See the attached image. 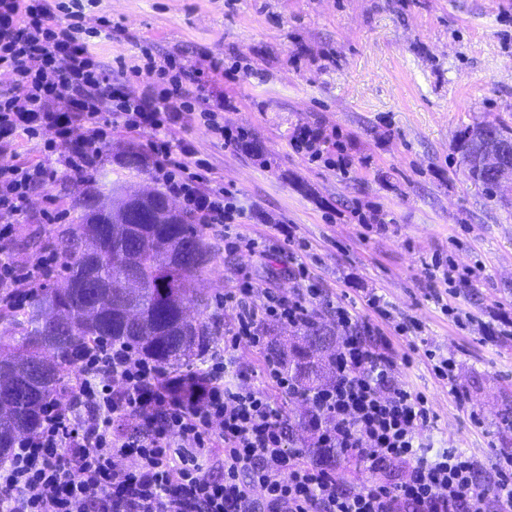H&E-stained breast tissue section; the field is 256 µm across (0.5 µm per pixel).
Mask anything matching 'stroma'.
<instances>
[{"mask_svg":"<svg viewBox=\"0 0 512 512\" xmlns=\"http://www.w3.org/2000/svg\"><path fill=\"white\" fill-rule=\"evenodd\" d=\"M104 19L113 28L91 49L111 80L134 93L146 79L129 67L145 50L190 69L210 57L250 65L237 82L197 90L202 100L221 94L234 102L224 125L245 133L241 146L225 145L194 115L171 133L199 160L201 187L220 182L235 193L245 209L240 232L265 244L262 257L232 253L222 227L201 228L211 260L200 286L221 329L216 351L235 322L224 296L241 280L253 284L257 305L266 292L294 290L290 247L275 231L294 225L307 245L301 259L321 291L317 320L330 322L332 301L373 323L365 297L374 291L385 298L393 349L413 357L401 378L435 414L420 435L423 454L463 451L478 464L477 512H505L493 489L512 462V339L460 327L441 307L489 324L499 311L512 313V180L486 193L453 148L465 128L512 126V0H95L86 8V28L99 29ZM304 128L322 134L318 160L292 146ZM152 141L151 132L113 124L99 180L155 186L152 165L137 171L124 163L130 147L150 156ZM91 189L61 166L35 189L25 215L0 238L16 273L61 255L76 205ZM371 206L386 229L364 227ZM436 256L461 271L477 262L484 269L474 287L446 294L424 274ZM400 321L421 330L395 335ZM428 349L455 359L452 380L433 374ZM267 356L240 345L238 381L266 392L292 441L306 440L305 407L267 380ZM458 388L467 403L455 398Z\"/></svg>","mask_w":512,"mask_h":512,"instance_id":"obj_1","label":"stroma"}]
</instances>
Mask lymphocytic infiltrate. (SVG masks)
<instances>
[{
    "label": "lymphocytic infiltrate",
    "mask_w": 512,
    "mask_h": 512,
    "mask_svg": "<svg viewBox=\"0 0 512 512\" xmlns=\"http://www.w3.org/2000/svg\"><path fill=\"white\" fill-rule=\"evenodd\" d=\"M55 10L53 0H0V69L15 84L0 97V144L20 132L62 137L81 125V141L63 158L78 175L97 166L113 121L151 131L153 171L166 191L200 223L223 225L229 251H261L258 240L238 231L243 209L232 194L221 186L201 190L184 162L190 146L167 138L195 112L215 137L239 143L224 129L228 100L219 96L196 108L185 70L146 51L132 67L150 78L140 94L109 87L85 39L81 9L68 11L64 23ZM50 176L43 165L1 164L0 221L20 216L33 189ZM296 278V291L267 293L259 309L249 301L250 282L225 295L236 310L226 356L210 366L212 384L192 403L156 390L157 367L124 346L108 342L87 351L77 361L80 378L67 409L49 405L38 427L0 463V512H468L481 495L476 462L451 449L422 456L419 435L435 419L428 400L399 378L384 330L359 321L347 306L332 307L340 336L329 383L299 391L276 358L266 372L306 405L310 447L331 457L356 449L373 471L407 463L400 482L343 490L331 465L301 463V450L290 448L286 425L266 394L224 382L240 344L268 346L266 322L297 327L311 319L320 293L305 265H298ZM125 414L154 427L144 437L119 440L112 424ZM121 457L131 466L118 465Z\"/></svg>",
    "instance_id": "f902f5d3"
}]
</instances>
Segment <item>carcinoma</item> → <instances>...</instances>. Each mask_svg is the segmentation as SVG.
<instances>
[{
	"instance_id": "obj_1",
	"label": "carcinoma",
	"mask_w": 512,
	"mask_h": 512,
	"mask_svg": "<svg viewBox=\"0 0 512 512\" xmlns=\"http://www.w3.org/2000/svg\"><path fill=\"white\" fill-rule=\"evenodd\" d=\"M512 144V129L488 123L460 131L454 147L469 171L488 192L497 188L496 170L485 164L489 141ZM76 227L64 246L66 275L39 289L26 309L0 311V349L17 339L25 356L0 368V404L12 406L0 412V461L7 458L22 428L37 427L43 408L57 401L64 380L76 370V355L106 341L145 354L162 370L158 387L185 400L209 387L212 378L204 369L207 336L216 322L205 316L202 292L195 280L207 263L201 230L193 217L181 224H101L89 209V200L77 204ZM98 243L100 260L93 278L86 275L84 243ZM136 257L135 271L145 283L134 299L137 321L123 320L105 308H89L96 294L121 300L119 285L128 268L119 255ZM301 343L293 346L288 371L306 385L326 374V354L336 348L335 333L312 319L297 328ZM44 347L55 351V360L40 374L26 365Z\"/></svg>"
}]
</instances>
